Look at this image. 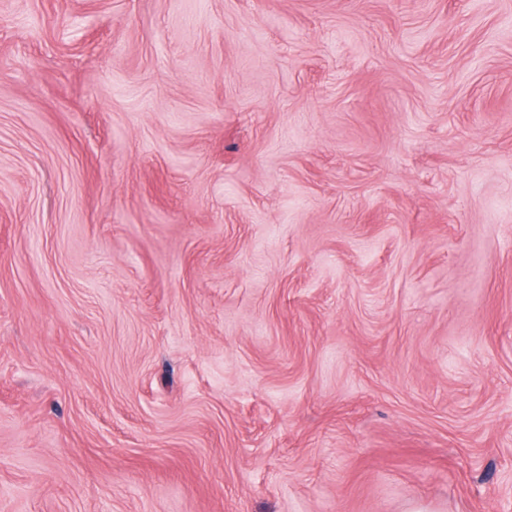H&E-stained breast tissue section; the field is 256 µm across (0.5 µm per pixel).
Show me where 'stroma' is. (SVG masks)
<instances>
[{
    "label": "stroma",
    "mask_w": 512,
    "mask_h": 512,
    "mask_svg": "<svg viewBox=\"0 0 512 512\" xmlns=\"http://www.w3.org/2000/svg\"><path fill=\"white\" fill-rule=\"evenodd\" d=\"M512 512V0H0V512Z\"/></svg>",
    "instance_id": "stroma-1"
}]
</instances>
